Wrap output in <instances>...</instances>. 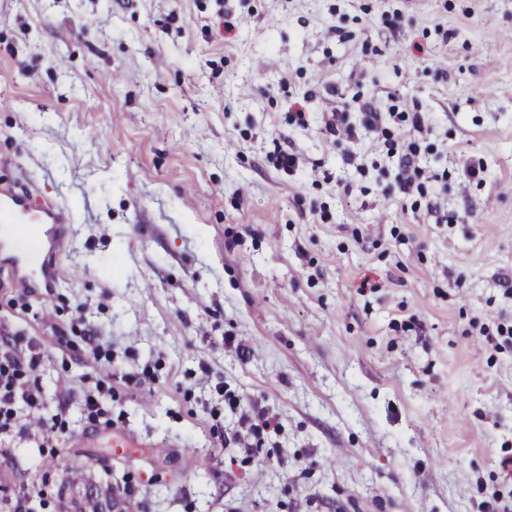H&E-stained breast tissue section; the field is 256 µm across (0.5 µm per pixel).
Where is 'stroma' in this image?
Returning a JSON list of instances; mask_svg holds the SVG:
<instances>
[{"label": "stroma", "mask_w": 512, "mask_h": 512, "mask_svg": "<svg viewBox=\"0 0 512 512\" xmlns=\"http://www.w3.org/2000/svg\"><path fill=\"white\" fill-rule=\"evenodd\" d=\"M11 180L74 220L57 288L0 271V330L40 348L25 377L57 422L48 448L0 439V495L512 512V0H0ZM227 391L278 432L244 450Z\"/></svg>", "instance_id": "obj_1"}]
</instances>
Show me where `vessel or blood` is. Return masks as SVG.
<instances>
[{"instance_id":"1","label":"vessel or blood","mask_w":512,"mask_h":512,"mask_svg":"<svg viewBox=\"0 0 512 512\" xmlns=\"http://www.w3.org/2000/svg\"><path fill=\"white\" fill-rule=\"evenodd\" d=\"M70 221V212L37 188L0 184V268L35 292L55 287L59 279L55 257ZM13 224L28 226L25 240L9 234Z\"/></svg>"}]
</instances>
